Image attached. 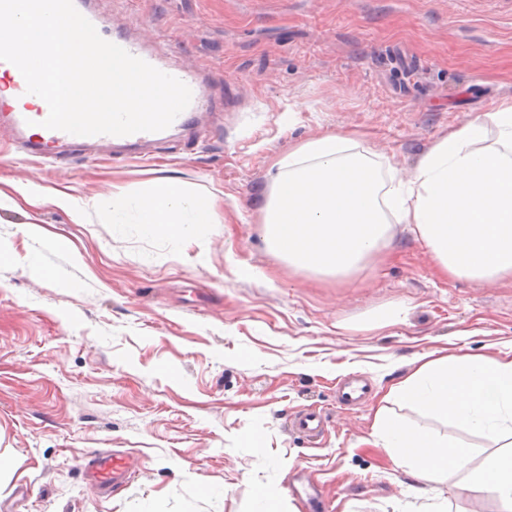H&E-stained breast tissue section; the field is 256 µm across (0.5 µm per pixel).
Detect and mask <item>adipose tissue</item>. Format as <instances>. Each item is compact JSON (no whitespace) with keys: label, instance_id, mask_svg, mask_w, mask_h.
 <instances>
[{"label":"adipose tissue","instance_id":"ef3b65f1","mask_svg":"<svg viewBox=\"0 0 512 512\" xmlns=\"http://www.w3.org/2000/svg\"><path fill=\"white\" fill-rule=\"evenodd\" d=\"M499 131L484 145L487 123ZM262 207L268 249L295 269L344 278L385 250L396 224L411 225L446 276L475 282L512 277V103L449 131L408 178L383 167L348 134L307 141L275 163ZM214 202L190 197L174 178L152 182L134 214L113 196L111 218L134 219L149 236L189 238L212 223ZM400 404L497 443L475 460L471 444L445 439L394 415ZM391 456L427 479L465 472L472 491L512 507V355L418 357L374 415Z\"/></svg>","mask_w":512,"mask_h":512}]
</instances>
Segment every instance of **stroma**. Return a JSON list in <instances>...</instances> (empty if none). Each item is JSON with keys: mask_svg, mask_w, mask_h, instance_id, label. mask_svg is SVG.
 Segmentation results:
<instances>
[{"mask_svg": "<svg viewBox=\"0 0 512 512\" xmlns=\"http://www.w3.org/2000/svg\"><path fill=\"white\" fill-rule=\"evenodd\" d=\"M114 34L172 46L201 69L211 109L151 146L56 164L0 132V453L19 464L0 512H412L408 467L373 436L389 387L423 354L512 352V278L440 275L406 225L350 280H319L269 252L260 207L274 164L355 131L399 175L448 130L512 101V0H93ZM218 198L216 221L174 240L110 223L156 178ZM70 193L72 223L14 185ZM61 239L44 248L42 239ZM39 254L42 270L29 264ZM406 304L403 321L380 324ZM366 378L362 404L338 382ZM312 409L308 438L289 420ZM136 450L140 475L92 492V454ZM434 512H506L463 474L426 481Z\"/></svg>", "mask_w": 512, "mask_h": 512, "instance_id": "1", "label": "stroma"}]
</instances>
